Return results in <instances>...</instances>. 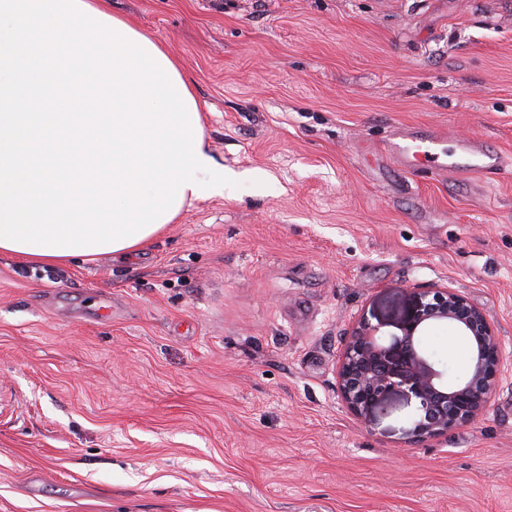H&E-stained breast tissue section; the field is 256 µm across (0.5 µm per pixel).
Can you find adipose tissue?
Listing matches in <instances>:
<instances>
[{
	"instance_id": "obj_1",
	"label": "adipose tissue",
	"mask_w": 512,
	"mask_h": 512,
	"mask_svg": "<svg viewBox=\"0 0 512 512\" xmlns=\"http://www.w3.org/2000/svg\"><path fill=\"white\" fill-rule=\"evenodd\" d=\"M232 182L177 61L107 0H0V253L127 257Z\"/></svg>"
}]
</instances>
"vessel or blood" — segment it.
<instances>
[{
    "label": "vessel or blood",
    "instance_id": "vessel-or-blood-1",
    "mask_svg": "<svg viewBox=\"0 0 512 512\" xmlns=\"http://www.w3.org/2000/svg\"><path fill=\"white\" fill-rule=\"evenodd\" d=\"M377 155L402 169L427 166L440 176L486 172L503 165L502 158L488 155L479 139L436 130L423 135L413 127L396 130Z\"/></svg>",
    "mask_w": 512,
    "mask_h": 512
}]
</instances>
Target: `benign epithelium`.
Returning <instances> with one entry per match:
<instances>
[{"label": "benign epithelium", "mask_w": 512, "mask_h": 512, "mask_svg": "<svg viewBox=\"0 0 512 512\" xmlns=\"http://www.w3.org/2000/svg\"><path fill=\"white\" fill-rule=\"evenodd\" d=\"M438 324L452 325L471 344V361L460 377L448 376L422 348L424 332ZM399 330L387 345L365 315L352 328L337 370L341 398L352 414L367 423L389 395L400 392L418 402L410 429L416 440L446 435L482 416L504 361L501 339L486 314L448 288L413 290Z\"/></svg>", "instance_id": "7a95c632"}]
</instances>
